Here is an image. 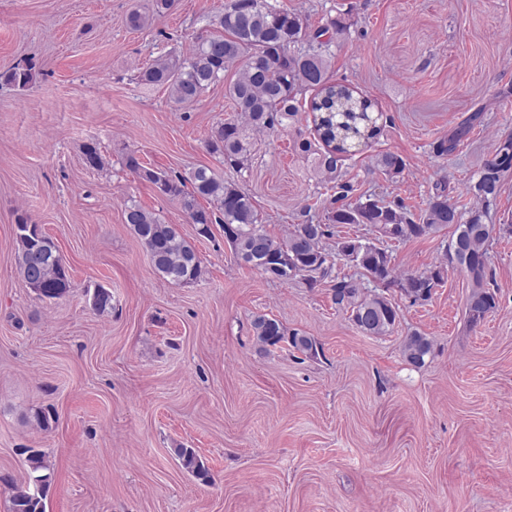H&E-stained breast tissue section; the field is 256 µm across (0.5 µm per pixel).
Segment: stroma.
Masks as SVG:
<instances>
[{"mask_svg":"<svg viewBox=\"0 0 512 512\" xmlns=\"http://www.w3.org/2000/svg\"><path fill=\"white\" fill-rule=\"evenodd\" d=\"M229 0H0V73L28 68L20 88L0 81V477L24 483V449L43 451L52 482L46 512H512V236L494 239L496 309L466 321L470 280L449 271L431 300L369 336L337 310L332 285L270 281L240 263L220 225L198 236L181 205L129 172L135 152L153 170L206 166L250 194L268 234L303 211L325 216L330 193L300 145L313 114L254 137L246 170L206 148L236 119L225 84L188 106L139 82L159 56L188 54ZM310 29L349 14L336 33L331 83L368 97L382 133L346 156L354 197L404 200L420 213L437 185L461 212L467 188L512 135V0H278ZM150 21L132 27L133 11ZM481 112L448 156L434 144ZM103 160L86 168L85 144ZM405 169L389 179L374 157ZM137 204L177 225L202 274L174 285L153 269L124 221ZM56 243L71 290L46 301L15 269V216ZM450 232L390 242L398 271L438 263ZM112 306L89 304L97 287ZM258 315L313 336L314 357L263 351ZM433 342L423 367L405 336ZM49 414L38 426L35 410ZM195 449L212 483L185 472L176 447ZM375 167L390 178L398 177L405 168L403 158L394 152H381L374 158ZM432 341L420 332H412L406 336L402 347L403 357L411 366L420 368L425 364V358L432 353Z\"/></svg>","mask_w":512,"mask_h":512,"instance_id":"1","label":"stroma"}]
</instances>
